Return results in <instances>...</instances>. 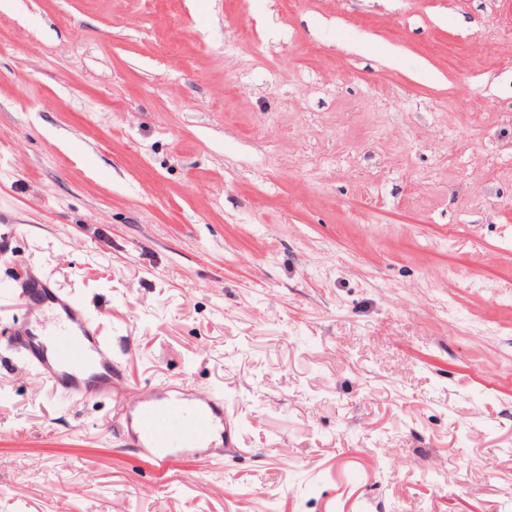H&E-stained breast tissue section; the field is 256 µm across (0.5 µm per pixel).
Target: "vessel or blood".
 <instances>
[{
    "instance_id": "obj_1",
    "label": "vessel or blood",
    "mask_w": 512,
    "mask_h": 512,
    "mask_svg": "<svg viewBox=\"0 0 512 512\" xmlns=\"http://www.w3.org/2000/svg\"><path fill=\"white\" fill-rule=\"evenodd\" d=\"M19 288L22 317L5 337L6 347L61 394L110 398L112 419L127 444L160 471L236 448L239 425L210 389L185 380L132 383L123 363L113 359L111 342L69 293L34 266Z\"/></svg>"
}]
</instances>
